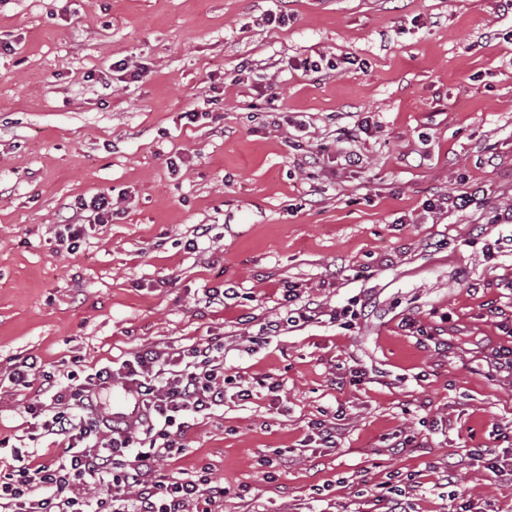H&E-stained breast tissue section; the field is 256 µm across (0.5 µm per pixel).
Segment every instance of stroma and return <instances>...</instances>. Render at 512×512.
Segmentation results:
<instances>
[{"mask_svg": "<svg viewBox=\"0 0 512 512\" xmlns=\"http://www.w3.org/2000/svg\"><path fill=\"white\" fill-rule=\"evenodd\" d=\"M1 42L0 439L60 453L27 436L25 358L62 380L208 342L227 397L157 470L207 468L221 512H374L393 474L413 512H512V474L470 458L512 431V224L492 221L512 206V0H0ZM322 56L336 69L298 70ZM462 190L466 211L433 208ZM100 193L120 220L58 247ZM290 284L321 318L263 335ZM337 413L338 447L302 451Z\"/></svg>", "mask_w": 512, "mask_h": 512, "instance_id": "obj_1", "label": "stroma"}]
</instances>
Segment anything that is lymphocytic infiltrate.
Wrapping results in <instances>:
<instances>
[{"label":"lymphocytic infiltrate","mask_w":512,"mask_h":512,"mask_svg":"<svg viewBox=\"0 0 512 512\" xmlns=\"http://www.w3.org/2000/svg\"><path fill=\"white\" fill-rule=\"evenodd\" d=\"M118 217L106 196L78 199L68 223L55 237L67 251L80 247L84 227L109 224ZM213 345L189 353L144 348L122 361L86 376L70 372L69 383L57 382L36 362L17 363L13 383L40 382L42 399L25 411L56 437L62 453L55 463L32 465L33 450L12 449L11 462L0 468V512H187L202 502L201 512L224 496L200 470L176 480L157 476L154 464L182 452L188 414L224 404V368ZM136 384L144 413L133 428L115 429L100 419L91 400L114 381Z\"/></svg>","instance_id":"lymphocytic-infiltrate-1"}]
</instances>
